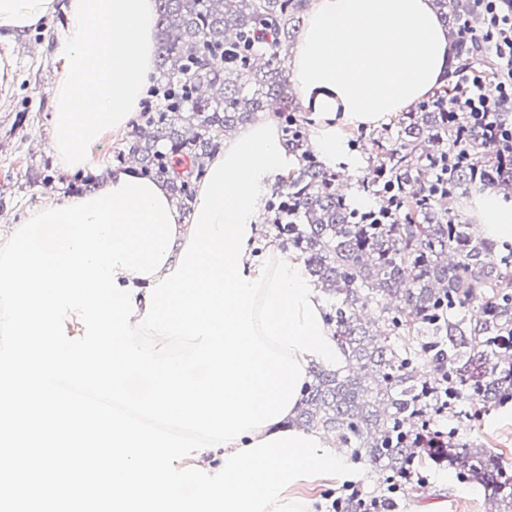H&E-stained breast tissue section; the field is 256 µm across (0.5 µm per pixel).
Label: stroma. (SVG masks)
Listing matches in <instances>:
<instances>
[{
    "mask_svg": "<svg viewBox=\"0 0 512 512\" xmlns=\"http://www.w3.org/2000/svg\"><path fill=\"white\" fill-rule=\"evenodd\" d=\"M58 18L43 29L16 39L11 45L16 85L13 95L0 102V224L21 221L27 208L68 194L71 173L59 170L50 151L47 117L56 73L53 64ZM52 171L55 182L45 187L36 181ZM463 432L483 443L512 471V416L495 409L479 420L465 423ZM425 475L431 487L426 496L399 497L392 512H412L414 506L431 504L436 512H488L483 488L460 481L449 464L430 466Z\"/></svg>",
    "mask_w": 512,
    "mask_h": 512,
    "instance_id": "stroma-1",
    "label": "stroma"
}]
</instances>
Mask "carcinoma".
Listing matches in <instances>:
<instances>
[{"instance_id":"cac0c4a2","label":"carcinoma","mask_w":512,"mask_h":512,"mask_svg":"<svg viewBox=\"0 0 512 512\" xmlns=\"http://www.w3.org/2000/svg\"><path fill=\"white\" fill-rule=\"evenodd\" d=\"M158 102L141 113L118 158L162 180L192 208L205 159L278 100L281 140L298 164L276 177L268 236L288 245L320 288L340 368L312 370L298 415L385 475V491L427 487L420 435L448 417L442 459L478 481L494 512H512V476L498 456L460 435L512 400V244L470 233L458 203L488 193L512 201V159L457 144L467 112H449L456 74L494 64L477 42L456 45L446 83L380 132L349 140L368 166L359 202L325 167L307 118L288 96L286 46L306 0H157ZM440 20L474 21L468 0H437Z\"/></svg>"}]
</instances>
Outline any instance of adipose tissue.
<instances>
[{
    "mask_svg": "<svg viewBox=\"0 0 512 512\" xmlns=\"http://www.w3.org/2000/svg\"><path fill=\"white\" fill-rule=\"evenodd\" d=\"M55 0H0V42L41 29ZM156 0H69L56 47L50 147L65 171L97 166L137 120L154 68ZM450 44L432 0H311L291 78L326 165L342 128L370 126L443 82Z\"/></svg>",
    "mask_w": 512,
    "mask_h": 512,
    "instance_id": "obj_1",
    "label": "adipose tissue"
}]
</instances>
